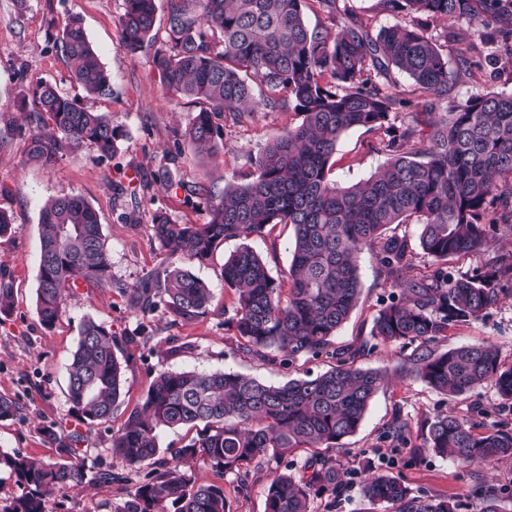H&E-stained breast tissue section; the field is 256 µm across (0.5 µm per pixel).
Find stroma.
Here are the masks:
<instances>
[{
  "instance_id": "stroma-1",
  "label": "stroma",
  "mask_w": 512,
  "mask_h": 512,
  "mask_svg": "<svg viewBox=\"0 0 512 512\" xmlns=\"http://www.w3.org/2000/svg\"><path fill=\"white\" fill-rule=\"evenodd\" d=\"M123 0H0V109L14 106L19 90L42 81L56 83L62 93L89 109L108 113L122 138L113 157H100L85 145L63 151L54 167L27 160L26 139L16 135L0 143V210L14 218L15 233L0 237V268L12 275L14 307L0 316V396L20 406L16 417L0 421V454L32 457L47 463L59 460L60 452L41 434L45 425L71 426L73 415L67 399L66 366L76 348L81 323L94 319L111 328L116 336L139 331L140 344L124 347V388L111 422L96 427L80 445L76 464L88 477L84 489L58 488L48 495L50 512H119L137 484L150 471V464L129 467L112 455V435L143 399L160 365L173 369L211 372L233 371L268 383L317 375L330 369V355H305L267 364L244 354L234 329L227 322L236 310V295L224 286V260L238 243L217 245L205 261L183 258L189 269L210 288L207 313L191 325L172 322L162 311L148 315L129 307L124 285H135L158 269L164 255L153 232V218L162 212L181 224H201L207 219L205 198L185 197L166 191L160 178L170 172L186 184L205 183L214 192L225 185L248 183L252 162L266 142L301 121L291 101L276 110L259 108L248 121L236 124L219 118L220 149L212 155L196 154L187 130L199 103L182 100L173 104L151 66L148 53L127 51L120 36ZM73 17L80 18L87 36L112 76V95H87L68 76L64 57L50 38ZM422 26L448 61L449 102H466L490 91L512 93V45L486 43L481 27L465 19H425ZM475 64H459L462 54ZM389 158L382 133L364 128L346 132L340 139L329 172L331 181L348 186L369 178ZM83 197L97 211L111 247L115 289L79 288L64 315L45 328L36 309L40 256L39 212L52 196ZM248 243L269 264L272 275L288 276L293 247V229L276 226L265 238ZM362 293L349 320L332 340L333 346H364L357 364L365 369L390 372L389 383L371 402L357 433L346 441L342 462L348 467L341 496L314 500L313 512H384L362 495L359 473L365 463L399 476L413 495L447 498L459 504V512H480L481 502L472 487L482 480L512 490V460L465 471L445 458L424 452L413 455L421 443L424 424L441 413L473 422L486 431L501 422L512 423V408L503 405L493 384L475 392L451 397L440 394L421 380L398 376L406 365L409 347L382 345L370 336L380 301L393 292L392 281L380 270L375 256H359ZM192 342L194 349L183 357L163 360L170 338ZM494 344L504 364H512V286L477 320L450 327L432 348L444 352L460 345ZM405 419L411 429L410 444L392 443L385 431L394 416ZM311 454L298 448L279 459L254 461L249 470V488L239 491L236 476L218 477L204 463L193 465L197 483L223 482L230 512H264L271 470L297 471ZM114 478L100 479L103 471Z\"/></svg>"
}]
</instances>
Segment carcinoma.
I'll return each instance as SVG.
<instances>
[{
  "mask_svg": "<svg viewBox=\"0 0 512 512\" xmlns=\"http://www.w3.org/2000/svg\"><path fill=\"white\" fill-rule=\"evenodd\" d=\"M307 0H168L167 40L152 54V64L173 101L192 98L202 107L188 136L198 153H214L218 126L226 113L236 123L259 105L271 110L278 98L254 101L249 79L294 102L301 122L266 143L255 158L250 182L229 185L212 196L203 185H187L166 172L168 190L209 199L207 221L178 224L164 214L153 232L166 258L160 268L133 288L112 279L111 253L94 207L73 195L47 199L40 210L41 250L36 309L51 328L80 285L122 288L129 306L143 314L162 310L175 322L193 323L208 310L210 288L177 264L188 256L206 260L217 244L264 237L279 224L294 228L288 269L289 293L271 274L267 261L240 244L224 261V287L237 295L233 319L243 352L273 363L317 356L327 349L361 295L359 254H374L401 294L381 303L371 337L382 343L415 345L405 375L451 396L466 395L492 383L512 405V365H504L495 346L462 345L436 354L430 345L448 327L483 317L499 299L502 283L512 280V249L495 252L471 274L448 269V258L488 250L494 235L512 237V94L488 93L437 111L448 101V61L423 30L395 23L372 33L350 10L336 23V0H314L334 24L311 29L304 21ZM390 10L436 20L465 18L487 28L485 41L512 36V0H385ZM156 0H124L120 26L125 47L141 52L155 43ZM67 60L69 76L88 95L112 96V79L79 20L73 18L54 41ZM406 73L425 93L415 100L383 91L392 69ZM334 80L326 87L324 76ZM400 111L420 114L430 128L415 145L411 125L397 127ZM30 128L26 157L52 167L65 148L93 146L102 157L118 147L121 132L104 112L84 107L51 82L32 93L21 90L14 110L0 109V142ZM381 130L391 158L368 179L339 187L327 179L343 134L353 128ZM418 224L422 252L434 263L409 277L413 247L393 224ZM13 288L0 269V315L10 314ZM138 333L115 336L91 318L81 325L76 350L67 365L68 398L74 427L42 428L65 459L53 464L3 455L29 492L7 512H48L46 493L86 483L84 467L68 461L91 430L112 419L123 388L122 364L114 346L137 345ZM361 348L331 352L336 365L315 376L282 385L247 375L160 368L142 403L112 436V452L128 466L159 454L165 429L204 424L202 433L179 448L172 462L150 472L118 512H228L224 487L198 485L190 461L232 473L246 489L256 458L282 457L295 448H313L297 472L269 474L265 512H311L325 495H341L340 460L319 452L344 451L356 433L386 375L355 366ZM406 421L396 416L386 437L408 443ZM421 448L460 467L491 465L512 458V428L500 423L475 431L450 413L427 423ZM362 494L373 505L395 512H458L445 499L410 496L404 482L371 467ZM481 512H502V492L478 484Z\"/></svg>",
  "mask_w": 512,
  "mask_h": 512,
  "instance_id": "1",
  "label": "carcinoma"
}]
</instances>
